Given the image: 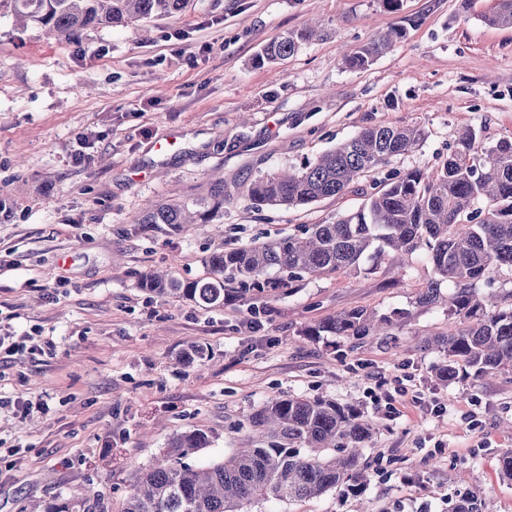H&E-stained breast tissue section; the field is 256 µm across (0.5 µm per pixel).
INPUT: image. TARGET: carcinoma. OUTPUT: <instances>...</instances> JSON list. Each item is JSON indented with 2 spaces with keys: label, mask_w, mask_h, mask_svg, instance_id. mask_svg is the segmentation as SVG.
I'll return each mask as SVG.
<instances>
[{
  "label": "carcinoma",
  "mask_w": 512,
  "mask_h": 512,
  "mask_svg": "<svg viewBox=\"0 0 512 512\" xmlns=\"http://www.w3.org/2000/svg\"><path fill=\"white\" fill-rule=\"evenodd\" d=\"M187 0H0L20 26L41 25L70 40L90 28L129 26L154 17H175ZM492 26H512V0H495L482 16ZM313 28L288 32L265 44L255 64H277L293 55ZM404 36L394 26L344 58L362 69ZM424 138L417 126L365 128L307 162L296 172H273L251 184L257 209L307 206L341 195L367 173L415 149ZM208 215L185 203L161 205L137 216L136 224H204ZM402 261L424 250L433 277L416 297L427 307L448 285V332L420 341L443 360L435 378L487 380L512 373V306L489 309L477 285L512 267V138L485 144L471 128L460 130L448 156L430 171L390 175L354 213L328 224H309L300 234L276 242L215 252L208 264L214 279L182 282L156 274L138 287L199 305L224 303L231 293L272 292L291 287L306 275L341 273L359 267L370 251ZM277 277L269 278V271ZM391 317L363 308L342 312L309 326L303 335L362 339L390 336ZM253 434L252 447L234 448L224 460L191 466L184 459L212 444L200 430L173 436L160 459L141 472L123 512H248L259 502L295 503L331 490L360 495L367 478L358 470L364 444L372 434L353 406L331 399L275 397L248 414L240 426ZM448 512H486L482 497L469 490L448 499ZM44 512H106L99 494L50 503Z\"/></svg>",
  "instance_id": "1"
}]
</instances>
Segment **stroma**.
<instances>
[{"label":"stroma","instance_id":"35a3bbf8","mask_svg":"<svg viewBox=\"0 0 512 512\" xmlns=\"http://www.w3.org/2000/svg\"><path fill=\"white\" fill-rule=\"evenodd\" d=\"M494 0H189L145 31L114 26L62 40L0 10V512L87 492L121 512L141 470L175 434L201 430L196 464L247 445L244 417L274 397L358 407L374 432L363 494L330 492L249 512H448L471 489L487 512H512L499 477L512 453V374L488 384L437 382L440 355L414 345L448 330V307L415 303L431 266L376 253L359 269L305 276L274 293L203 307L148 296L154 271L213 277L209 256L276 240L355 212L378 173L343 195L298 208L254 209L251 183L308 161L375 125L424 130L391 170H429L457 132L512 137V27L487 25ZM322 23L277 69L256 52L309 19ZM400 26L405 36L368 67L344 56ZM173 202L213 209L170 229L137 216ZM363 308L395 315L392 338L304 329ZM52 353H44V342ZM203 362L179 364L191 342ZM415 387L385 414L373 396Z\"/></svg>","mask_w":512,"mask_h":512}]
</instances>
